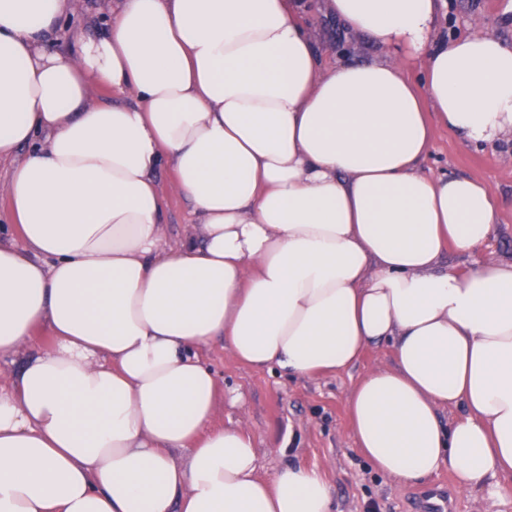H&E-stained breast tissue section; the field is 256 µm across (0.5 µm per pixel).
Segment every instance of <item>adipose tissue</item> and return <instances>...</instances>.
<instances>
[{"instance_id":"1","label":"adipose tissue","mask_w":512,"mask_h":512,"mask_svg":"<svg viewBox=\"0 0 512 512\" xmlns=\"http://www.w3.org/2000/svg\"><path fill=\"white\" fill-rule=\"evenodd\" d=\"M67 6L0 0L22 238L0 239V355L54 339L0 388V512H333L320 469L261 476L252 438L211 428L218 338L299 377L391 343L349 392L358 450L400 483L446 467L512 498V261L440 265L493 237L501 201L422 169L433 124L512 134V44L437 36L438 0H324L385 54L329 67L300 0H123L108 32L50 51ZM400 54L424 55V91ZM166 168L196 220L174 247Z\"/></svg>"}]
</instances>
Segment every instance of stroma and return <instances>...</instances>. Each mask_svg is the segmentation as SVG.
<instances>
[{"mask_svg":"<svg viewBox=\"0 0 512 512\" xmlns=\"http://www.w3.org/2000/svg\"><path fill=\"white\" fill-rule=\"evenodd\" d=\"M119 0H70L61 24L47 39L51 50L67 51L82 36L97 34L109 24ZM300 20L321 41L343 50L352 61L380 58L374 42L356 37L335 18L325 15L321 0H303ZM479 28L512 43V0H442L441 29L453 36ZM423 168L476 178L501 200L497 231L482 248L445 255L447 266L465 270L490 261L512 260V141L480 149L468 147L455 132L434 126ZM165 197L166 234L178 241L194 221L190 202L176 189L171 170L158 175ZM225 392L239 394L238 402L222 401L213 418L217 427H235L249 434L260 455V472L272 475L297 459L321 469L335 492V512H414L423 490L447 486L454 512H512V501L494 503L481 492L459 487L453 473H438L412 484H399L377 473L360 455L350 427L347 399L353 384L369 372L393 365L389 345L369 347L349 370L314 378H287L278 371L255 369L237 361L223 340L202 352Z\"/></svg>","mask_w":512,"mask_h":512,"instance_id":"obj_1","label":"stroma"}]
</instances>
